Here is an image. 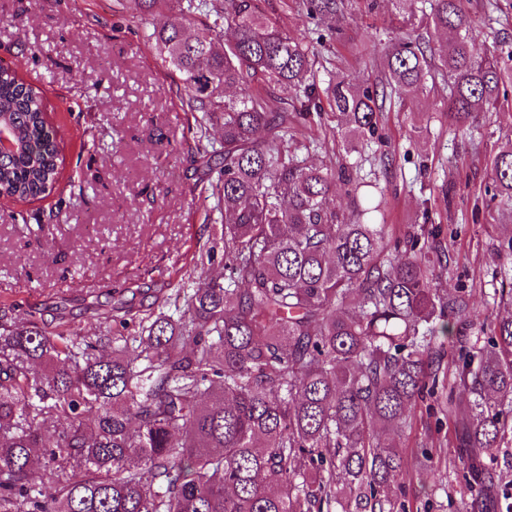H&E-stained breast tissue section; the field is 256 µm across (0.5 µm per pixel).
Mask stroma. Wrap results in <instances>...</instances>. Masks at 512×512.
I'll use <instances>...</instances> for the list:
<instances>
[{"instance_id": "stroma-1", "label": "stroma", "mask_w": 512, "mask_h": 512, "mask_svg": "<svg viewBox=\"0 0 512 512\" xmlns=\"http://www.w3.org/2000/svg\"><path fill=\"white\" fill-rule=\"evenodd\" d=\"M473 34L486 48L512 46V0H470ZM397 0H350L336 39L326 22L294 9L281 25L314 46L315 79L344 76L379 86L389 47L403 29ZM131 17L129 0H0V62L44 93L62 134L64 164L50 194L29 202L0 197V305L35 310L83 336L97 333L118 301L129 312L115 332L135 336L169 281L220 277L221 214L190 160L192 122L178 73L162 62ZM448 80L431 66L427 89L384 106L379 143L351 152L333 138L331 117L300 129L308 163L356 167L383 192L397 235L425 232L436 255V286L465 294L482 320L512 311V211L491 201L486 163L512 138V91L493 112L460 128L446 109ZM214 261L201 263L207 251ZM420 402L396 437L409 475L394 498L421 512H464L471 493L447 429ZM441 449L428 468L422 449Z\"/></svg>"}]
</instances>
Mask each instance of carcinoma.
<instances>
[{"mask_svg": "<svg viewBox=\"0 0 512 512\" xmlns=\"http://www.w3.org/2000/svg\"><path fill=\"white\" fill-rule=\"evenodd\" d=\"M163 2L134 0L136 17ZM257 2L179 0L178 17L149 34L199 113L191 157L217 174L224 277L176 284L174 313H149L132 337L112 335L110 314L96 335L75 336L0 307V512H409L392 498L405 458L385 439L440 385L475 492L465 508L492 507L494 457L512 443V314L489 336L459 337L442 367L437 339L471 316L465 296L433 287L420 238L388 249L369 182L298 155L296 126L314 112L331 113L352 148L377 133V89L344 76L317 85L314 50L279 25L295 3L334 22L345 0ZM466 3L429 0L444 44L409 34L386 55L396 96L425 89L438 60L462 127L512 86L499 53L478 46ZM0 129L14 141L0 151V195L49 193L61 135L41 89L4 65ZM488 167L492 199L512 207L511 139ZM338 180L348 213L328 202ZM458 390L471 396L463 409Z\"/></svg>", "mask_w": 512, "mask_h": 512, "instance_id": "1", "label": "carcinoma"}]
</instances>
